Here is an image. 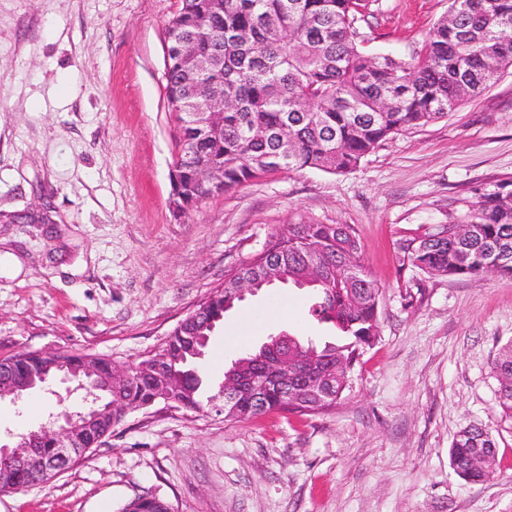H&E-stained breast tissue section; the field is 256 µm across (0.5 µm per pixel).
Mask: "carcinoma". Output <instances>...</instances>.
<instances>
[{
    "instance_id": "cac0c4a2",
    "label": "carcinoma",
    "mask_w": 512,
    "mask_h": 512,
    "mask_svg": "<svg viewBox=\"0 0 512 512\" xmlns=\"http://www.w3.org/2000/svg\"><path fill=\"white\" fill-rule=\"evenodd\" d=\"M365 0H181L169 21L166 94L180 123L173 159L187 199H207L229 192L275 171L314 168L345 173L382 142L400 132L448 116L492 87L512 69V0H450L448 14L427 33L419 53L403 60L369 57L357 45V23ZM192 42L197 57L181 55ZM224 96L235 107L224 112V126L202 130L185 124V113L206 111L205 97ZM285 154L276 164L271 156ZM204 166L222 171L214 188L195 183ZM410 235L399 242L402 259L430 275L477 277L489 273L512 278V179L475 190L465 220ZM275 269L284 281L303 287L314 271L321 283L311 286L312 315L333 325L336 336L316 343L287 333L281 345L269 337L244 360L224 371L258 379V404L251 396L224 419L243 421L272 411L313 416L331 410L350 390L354 368L379 339L380 288L360 258L356 229L349 224H288L274 233L251 261L224 275L191 318L178 324L153 352L155 365L133 371L112 393L126 408L145 406L159 395L184 409L199 411L195 381L184 374L199 337L211 334L210 321L224 322L239 302L243 279L259 284ZM77 371L88 367L103 379L112 361L82 353L61 356ZM53 360L27 351L0 361V371L24 374L50 368ZM334 368L333 383L313 380L317 394L300 392L286 403L279 385L282 369ZM498 402L512 417V343L494 359ZM492 433L471 425L460 429L450 459L466 482L479 484L490 472L475 463L480 451L496 453ZM120 512H170L163 499L148 495L127 502Z\"/></svg>"
}]
</instances>
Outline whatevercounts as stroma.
Instances as JSON below:
<instances>
[{
  "label": "stroma",
  "mask_w": 512,
  "mask_h": 512,
  "mask_svg": "<svg viewBox=\"0 0 512 512\" xmlns=\"http://www.w3.org/2000/svg\"><path fill=\"white\" fill-rule=\"evenodd\" d=\"M448 0H370V55L410 59ZM179 0H0V360L80 352L119 364L156 350L224 276L288 224H349L380 289V339L332 411L225 420L224 369L282 331L326 335L309 289L247 297L210 338L209 409L129 412L44 487L0 494V512H119L154 495L173 512H512V419L493 361L512 340V278H448L404 263L400 239L464 212L512 177V70L448 117L394 135L353 170L275 172L178 212L179 129L166 100L165 29ZM278 303L287 320L235 335ZM40 416L0 400L21 434L83 391L36 390ZM469 424L498 442L470 485L449 449Z\"/></svg>",
  "instance_id": "1"
}]
</instances>
